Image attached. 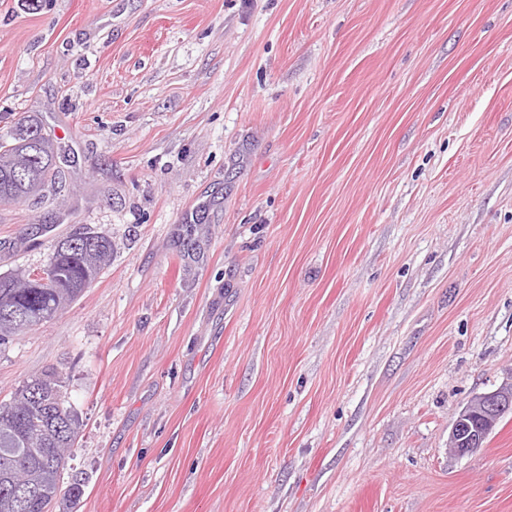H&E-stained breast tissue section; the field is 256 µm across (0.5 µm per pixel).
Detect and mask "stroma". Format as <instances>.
<instances>
[{"mask_svg": "<svg viewBox=\"0 0 512 512\" xmlns=\"http://www.w3.org/2000/svg\"><path fill=\"white\" fill-rule=\"evenodd\" d=\"M25 116L61 178L0 274L119 237L0 345L79 418L73 512H512V414L448 450L512 380V0H0ZM509 412H512V386L481 396L460 414L449 434L448 448H454L458 455L473 453L498 419Z\"/></svg>", "mask_w": 512, "mask_h": 512, "instance_id": "obj_1", "label": "stroma"}]
</instances>
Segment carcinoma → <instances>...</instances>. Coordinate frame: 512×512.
<instances>
[{
  "label": "carcinoma",
  "instance_id": "cac0c4a2",
  "mask_svg": "<svg viewBox=\"0 0 512 512\" xmlns=\"http://www.w3.org/2000/svg\"><path fill=\"white\" fill-rule=\"evenodd\" d=\"M47 142L42 128L30 121L0 143V204L54 187L55 155L41 148ZM195 230L194 224L183 225L179 246L187 257L201 254ZM116 253L115 241L87 229L52 245L49 265L55 276L47 283L22 288L24 273L0 275V342L25 330L24 312L35 326L54 318L88 287V273L101 271ZM61 388L59 375L48 370L23 381L11 402L0 403V512H50L52 504H74L82 494L79 484L61 483L79 432ZM14 467L27 468L24 491L8 478Z\"/></svg>",
  "mask_w": 512,
  "mask_h": 512
}]
</instances>
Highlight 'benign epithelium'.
<instances>
[{
    "label": "benign epithelium",
    "instance_id": "benign-epithelium-1",
    "mask_svg": "<svg viewBox=\"0 0 512 512\" xmlns=\"http://www.w3.org/2000/svg\"><path fill=\"white\" fill-rule=\"evenodd\" d=\"M512 412V386L481 396L460 414L448 437V447L459 455L476 451L498 419Z\"/></svg>",
    "mask_w": 512,
    "mask_h": 512
}]
</instances>
